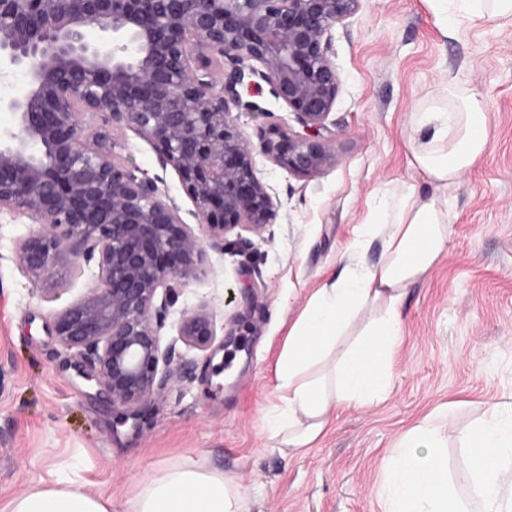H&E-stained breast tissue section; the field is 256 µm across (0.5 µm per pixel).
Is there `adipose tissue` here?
<instances>
[{"label":"adipose tissue","mask_w":512,"mask_h":512,"mask_svg":"<svg viewBox=\"0 0 512 512\" xmlns=\"http://www.w3.org/2000/svg\"><path fill=\"white\" fill-rule=\"evenodd\" d=\"M437 26H484L512 20V0H428ZM412 164L424 189L403 186L381 203L371 233L383 239L377 263L348 257L343 277L324 283L288 332L275 370L277 406L265 416L269 440L292 452L310 447L345 402L386 388L388 360L401 334L399 306L409 288L448 246V191L487 150L484 98L455 80L424 100L411 122ZM467 492L448 476L438 430L425 447L404 444L388 478V512H512L506 464L512 461V403L484 413L459 433ZM7 512H112L80 475L15 498ZM127 512H249L233 479L190 462L143 481Z\"/></svg>","instance_id":"1"}]
</instances>
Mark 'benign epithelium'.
I'll use <instances>...</instances> for the list:
<instances>
[{"label":"benign epithelium","mask_w":512,"mask_h":512,"mask_svg":"<svg viewBox=\"0 0 512 512\" xmlns=\"http://www.w3.org/2000/svg\"><path fill=\"white\" fill-rule=\"evenodd\" d=\"M360 0H0V92L15 123L0 128V212L43 225L12 256L33 282L64 258L95 263L98 285L51 324L79 373L115 411L139 408L188 371L191 351L213 352L215 314L185 308L162 343L171 310L202 272L205 247L245 254L277 218L253 166V143L233 111L259 112L240 87L266 84L302 128L272 112L259 151L290 174L336 164L330 115L340 92L334 30ZM222 65L220 91L213 67ZM150 141L194 203L201 240L159 180L114 160L106 130ZM235 234V239L227 236Z\"/></svg>","instance_id":"benign-epithelium-1"}]
</instances>
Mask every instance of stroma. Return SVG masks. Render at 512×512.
I'll use <instances>...</instances> for the list:
<instances>
[{"mask_svg": "<svg viewBox=\"0 0 512 512\" xmlns=\"http://www.w3.org/2000/svg\"><path fill=\"white\" fill-rule=\"evenodd\" d=\"M334 49L335 165L303 178L254 153L278 205L275 223L252 235L253 261L208 251L206 275L189 279L163 332L175 336L181 308L206 301L217 336L237 329L240 347L190 352L188 376L143 411L140 427L118 423L71 352L42 328L96 285V266L60 263L47 285L62 295L41 301L11 260L40 225L0 214V510L74 465L87 490L122 512L145 477L192 460L235 478L251 512H385L383 486L405 437L428 423L450 433L512 400V25H463L447 38L426 0H361L348 26L336 28ZM451 76L484 97L489 145L448 193L447 251L401 303L390 382L372 401L334 413L303 454L273 447L263 416L277 403L288 329L353 249L367 263L379 258L382 239L367 227L385 190L423 185L409 164L412 114ZM256 101L259 111L235 115L250 140L265 112L294 125L283 102L267 93ZM112 137L117 161L162 179L189 217L193 202L177 173L160 168L151 142L130 129Z\"/></svg>", "mask_w": 512, "mask_h": 512, "instance_id": "35a3bbf8", "label": "stroma"}]
</instances>
